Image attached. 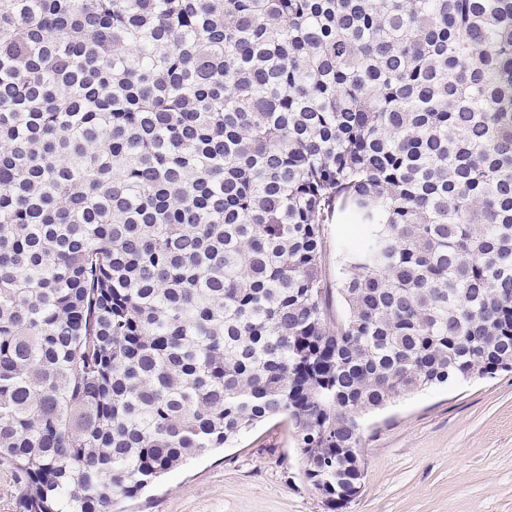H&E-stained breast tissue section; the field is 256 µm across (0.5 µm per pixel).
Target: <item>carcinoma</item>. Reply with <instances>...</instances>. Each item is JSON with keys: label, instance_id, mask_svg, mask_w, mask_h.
<instances>
[{"label": "carcinoma", "instance_id": "carcinoma-1", "mask_svg": "<svg viewBox=\"0 0 512 512\" xmlns=\"http://www.w3.org/2000/svg\"><path fill=\"white\" fill-rule=\"evenodd\" d=\"M511 362L512 0H0L23 512H112L279 417L336 512L365 415ZM325 228L327 252L323 271L332 287V303L336 311V303L338 306L340 305L339 300L336 298V234L344 238H353L357 235L358 229L353 224H343L339 226H336V224H327Z\"/></svg>", "mask_w": 512, "mask_h": 512}]
</instances>
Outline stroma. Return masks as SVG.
Segmentation results:
<instances>
[{
	"label": "stroma",
	"mask_w": 512,
	"mask_h": 512,
	"mask_svg": "<svg viewBox=\"0 0 512 512\" xmlns=\"http://www.w3.org/2000/svg\"><path fill=\"white\" fill-rule=\"evenodd\" d=\"M359 492L341 512H512V372L411 394L371 417ZM115 512H329L292 428L271 421Z\"/></svg>",
	"instance_id": "obj_1"
}]
</instances>
